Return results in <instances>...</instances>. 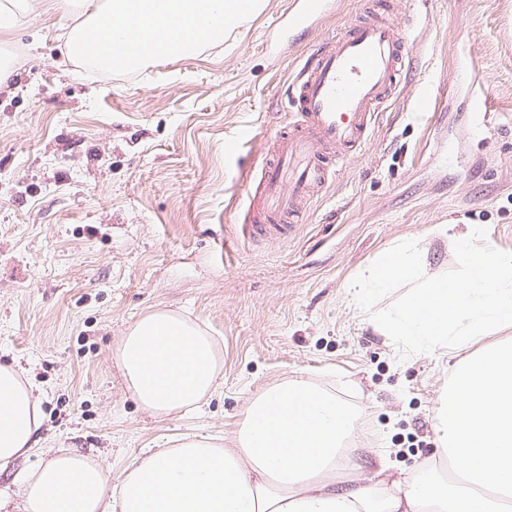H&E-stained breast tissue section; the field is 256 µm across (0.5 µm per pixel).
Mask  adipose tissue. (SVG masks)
<instances>
[{
	"instance_id": "ef3b65f1",
	"label": "adipose tissue",
	"mask_w": 512,
	"mask_h": 512,
	"mask_svg": "<svg viewBox=\"0 0 512 512\" xmlns=\"http://www.w3.org/2000/svg\"><path fill=\"white\" fill-rule=\"evenodd\" d=\"M266 0H0V86L15 57L6 40L58 10L63 49L80 67L135 72L223 43ZM127 389L158 417L196 412L224 382L219 340L185 315L156 309L122 337ZM41 396L16 364H0V472L36 447ZM358 407L307 379L264 388L229 448L186 436L143 450L119 481L94 460L60 452L18 482L22 512H512V338L459 364L434 413L435 456L394 479H337L359 467Z\"/></svg>"
}]
</instances>
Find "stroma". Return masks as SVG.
<instances>
[{
	"label": "stroma",
	"instance_id": "1",
	"mask_svg": "<svg viewBox=\"0 0 512 512\" xmlns=\"http://www.w3.org/2000/svg\"><path fill=\"white\" fill-rule=\"evenodd\" d=\"M337 4L277 64L264 43L288 0H267L220 46L135 73L63 63L60 27L38 19L13 36L18 63L0 88V363L42 391L43 426L35 454L0 472L1 490L62 447L115 477L169 438L231 447L253 397L296 377L360 408L355 478L377 469L380 434L396 470L430 459L440 391L468 352L400 359L348 285L406 240L428 271L453 269L466 224L512 251V0H402L396 21L427 26L411 33L398 97L297 233L253 243L244 200L287 119L286 87L361 0ZM156 308L224 349V386L201 412L155 417L124 384L119 341ZM410 434L422 447H402Z\"/></svg>",
	"mask_w": 512,
	"mask_h": 512
}]
</instances>
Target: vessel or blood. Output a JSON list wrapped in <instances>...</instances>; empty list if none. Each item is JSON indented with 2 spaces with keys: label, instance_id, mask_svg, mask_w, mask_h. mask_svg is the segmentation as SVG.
<instances>
[{
  "label": "vessel or blood",
  "instance_id": "vessel-or-blood-1",
  "mask_svg": "<svg viewBox=\"0 0 512 512\" xmlns=\"http://www.w3.org/2000/svg\"><path fill=\"white\" fill-rule=\"evenodd\" d=\"M394 0H367L305 59L287 95L288 121L272 137L247 196V231L257 242L284 239L332 185L336 165L368 143L378 112L394 100L413 47L394 18ZM332 0H289V30L310 31Z\"/></svg>",
  "mask_w": 512,
  "mask_h": 512
}]
</instances>
